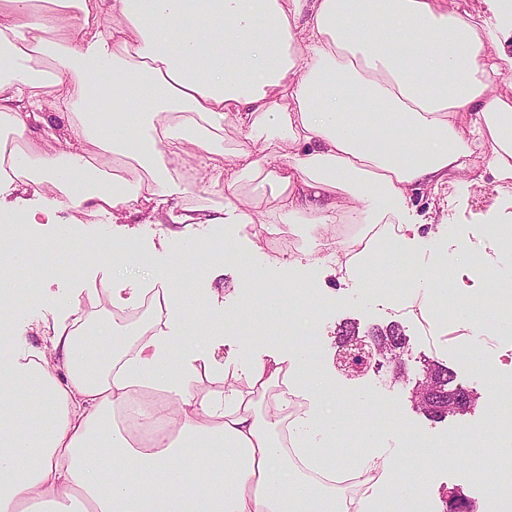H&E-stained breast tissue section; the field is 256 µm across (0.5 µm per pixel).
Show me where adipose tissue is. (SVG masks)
<instances>
[{
    "label": "adipose tissue",
    "mask_w": 512,
    "mask_h": 512,
    "mask_svg": "<svg viewBox=\"0 0 512 512\" xmlns=\"http://www.w3.org/2000/svg\"><path fill=\"white\" fill-rule=\"evenodd\" d=\"M481 30L445 0H0V197L53 198L0 204V223L156 214L183 194L174 175L191 145L224 193L225 229L255 223L239 191L255 182L275 201L264 223L303 225L341 275L397 266L426 225L409 217L415 191L512 180V102L491 94L505 53ZM228 124L247 139L229 152ZM337 224L356 227L353 248L328 236ZM68 240L62 229L0 259L1 314L17 271ZM183 264L172 258L166 319L134 353L112 329L70 328L77 295L51 311L50 351L0 336V512H424L378 451L361 460L375 480L353 506L320 481L339 418L316 393L323 376L296 379L306 349L270 346L221 398L196 394L209 346L172 356L173 328L202 304L173 287ZM147 265L113 246L112 270L127 274L113 309L156 286ZM277 381L308 401L288 449L259 409ZM143 386L164 393L146 417L172 424L147 446L115 420Z\"/></svg>",
    "instance_id": "obj_1"
}]
</instances>
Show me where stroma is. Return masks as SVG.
<instances>
[{
    "label": "stroma",
    "mask_w": 512,
    "mask_h": 512,
    "mask_svg": "<svg viewBox=\"0 0 512 512\" xmlns=\"http://www.w3.org/2000/svg\"><path fill=\"white\" fill-rule=\"evenodd\" d=\"M447 2L449 7L458 6L489 20L493 37L503 39L507 59L494 93L512 101V38L503 37L512 22L493 18L488 0ZM436 201L443 202L444 208L426 227L428 238L418 252L419 264L434 267L439 261H447L456 287L465 292L469 307L478 310V322H470L460 313L451 329L425 331L412 312L397 307L385 295L386 289L398 288L423 298L416 275L396 274L380 263L371 267L364 278L342 280L329 263H304L298 248L276 251L267 244L253 254L252 261L265 267L269 280L293 277L315 291V313L302 315L294 322L282 321L280 333L288 343L313 354L317 370L327 381L325 401L344 419L337 466H356L366 455L365 447L353 446L352 437L374 409L381 407L395 416L397 425L383 429L377 445L385 449L399 471L418 472L414 486L424 498L425 512H447L448 494L452 491L462 492L474 503L476 512H504L502 497L491 490L496 472L483 464L475 451L490 439L489 422L512 418V324L502 322L496 303L497 294L512 282V248L495 245L478 227L512 223V183L502 184L489 177L477 187L462 176L439 191L427 189L418 193V213H426ZM213 230L210 224L174 225L164 214L119 222L105 215L73 225L70 255L62 261L63 272L39 273L28 279L14 318L21 326L35 323L58 301L73 296L78 289L93 288L97 291L95 299L82 302L75 315L78 326L111 321L112 275L99 251L101 245L115 239L135 245L137 251L149 256L154 272L163 275L174 254L190 259L203 250L209 259L223 261V253L204 248ZM461 243L466 244L470 254L482 258L492 279L469 276L468 264L461 261L457 250ZM189 286L208 300L204 309L191 312L187 318L191 334L200 335L202 323L213 312H220L223 319L224 343L216 352V360L198 367L194 380L198 396L212 398L223 392L228 369L246 356L262 353L271 339L257 332L253 316L246 314L254 294L234 265L225 264L219 278L207 269H198L192 273ZM391 329L400 334L403 347L380 373L369 368L355 372L343 366L342 332H351L368 343L376 334ZM483 336L490 341L485 362L474 366L455 354L456 341ZM432 363L448 369L455 385L474 393L473 409L439 419L416 406L415 386L423 379L425 367ZM413 431L425 436V454H417L408 446L406 436ZM452 432L460 436L453 445L448 442Z\"/></svg>",
    "instance_id": "35a3bbf8"
}]
</instances>
